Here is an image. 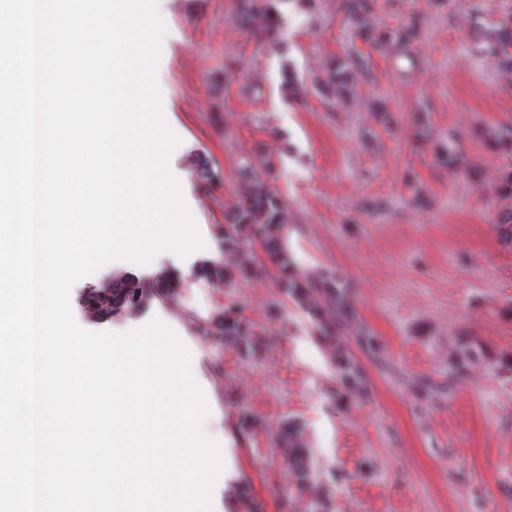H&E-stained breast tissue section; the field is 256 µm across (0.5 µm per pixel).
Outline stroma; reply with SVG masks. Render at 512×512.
<instances>
[{
	"label": "stroma",
	"mask_w": 512,
	"mask_h": 512,
	"mask_svg": "<svg viewBox=\"0 0 512 512\" xmlns=\"http://www.w3.org/2000/svg\"><path fill=\"white\" fill-rule=\"evenodd\" d=\"M168 34L157 69L164 116L181 138L169 160L206 243L181 268L174 301L134 317L88 320L85 286L115 272L148 280L177 267L117 260L72 288L77 323L127 332L157 317L183 336L201 388L217 406L205 433L226 443L220 512H512V244L496 217L512 146V69L483 51L512 0H376L375 31L418 18L411 52L349 24L344 0H284L279 42L256 43L238 0H158ZM354 94L329 105L316 90L353 54ZM234 61L232 75L224 64ZM302 85L288 97L284 75ZM383 98L397 121L374 115ZM427 137H418L419 129ZM456 142L458 159L439 155ZM205 159L211 182L194 175ZM267 172L288 250L301 273L338 270L354 312L313 320L272 278L217 287L200 268L218 258L212 229L238 201L240 168ZM235 307L250 335L219 345L213 316ZM371 335L378 349H362ZM358 363L347 383L339 354ZM296 423L311 473L298 481L278 443Z\"/></svg>",
	"instance_id": "stroma-1"
}]
</instances>
